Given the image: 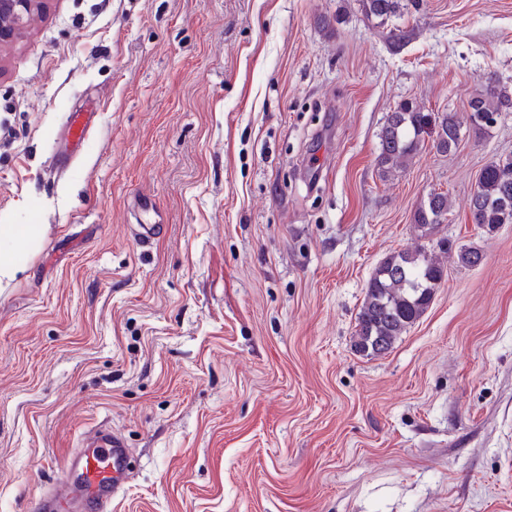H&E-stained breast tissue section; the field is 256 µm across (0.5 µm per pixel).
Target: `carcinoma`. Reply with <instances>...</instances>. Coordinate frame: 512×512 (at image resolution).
<instances>
[{
	"mask_svg": "<svg viewBox=\"0 0 512 512\" xmlns=\"http://www.w3.org/2000/svg\"><path fill=\"white\" fill-rule=\"evenodd\" d=\"M367 18L384 23L408 9L406 0H359ZM503 94L498 80L490 75L468 101L469 129L484 135L491 127L480 116L502 111ZM461 123L453 112H427L412 101L400 103L391 112L379 134L377 165L383 177L404 169L426 145L448 154L461 140ZM452 208L445 192L432 191L414 212L420 228L447 220ZM472 222L488 230L512 224V159L493 161L480 172L477 189L470 199ZM444 265L432 258L426 245L389 254L375 268L367 285L357 317L353 341L357 353L379 357L389 352L396 340L412 327L429 307L444 281Z\"/></svg>",
	"mask_w": 512,
	"mask_h": 512,
	"instance_id": "1",
	"label": "carcinoma"
}]
</instances>
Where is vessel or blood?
I'll use <instances>...</instances> for the list:
<instances>
[{"mask_svg": "<svg viewBox=\"0 0 512 512\" xmlns=\"http://www.w3.org/2000/svg\"><path fill=\"white\" fill-rule=\"evenodd\" d=\"M69 128L75 144H83L94 130V120L82 113L69 116ZM136 205L147 215L141 226L142 239L159 234L162 218L150 196L137 199ZM79 471L80 484H72L69 475ZM130 473L129 457L120 435L107 429H97L74 449L66 459L56 484L38 500L39 512H63L73 499H81L85 512H112V502L125 489Z\"/></svg>", "mask_w": 512, "mask_h": 512, "instance_id": "obj_1", "label": "vessel or blood"}]
</instances>
